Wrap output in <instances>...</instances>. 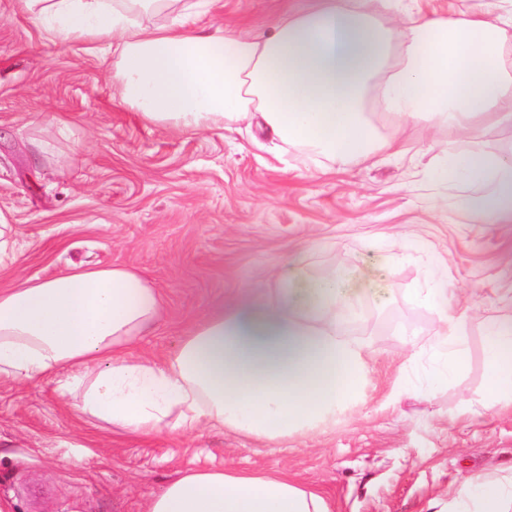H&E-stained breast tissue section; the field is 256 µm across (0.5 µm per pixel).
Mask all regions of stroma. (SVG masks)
Instances as JSON below:
<instances>
[{
	"mask_svg": "<svg viewBox=\"0 0 512 512\" xmlns=\"http://www.w3.org/2000/svg\"><path fill=\"white\" fill-rule=\"evenodd\" d=\"M307 0H217L207 23L268 31ZM444 130L408 124L401 153L320 171L258 123L178 131L144 123L113 94L112 56L42 39L16 0H0V213L17 231L0 289L75 266L125 265L149 277L163 321L135 352L172 353L213 309L262 304L260 283L302 262L306 292L343 268L368 339L363 405L334 425L265 444L214 428L152 438L117 433L74 408L54 377L0 379V512H144L200 467L285 472L331 512H446L464 478L512 470V412L471 418L484 336L466 325L470 366L431 401L395 396L410 356L438 329L408 300L440 269L456 308L512 299V221L476 222L428 176Z\"/></svg>",
	"mask_w": 512,
	"mask_h": 512,
	"instance_id": "35a3bbf8",
	"label": "stroma"
}]
</instances>
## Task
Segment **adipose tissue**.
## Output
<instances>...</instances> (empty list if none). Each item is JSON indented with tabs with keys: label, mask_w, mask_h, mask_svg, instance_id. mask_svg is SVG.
Wrapping results in <instances>:
<instances>
[{
	"label": "adipose tissue",
	"mask_w": 512,
	"mask_h": 512,
	"mask_svg": "<svg viewBox=\"0 0 512 512\" xmlns=\"http://www.w3.org/2000/svg\"><path fill=\"white\" fill-rule=\"evenodd\" d=\"M215 0H18L44 39L112 45L121 101L150 125L196 131L262 115L273 136L320 166L346 168L397 155L407 122L477 133L512 123V0L496 11L419 16L400 23L397 0H314L269 31L242 36L198 19ZM464 187L458 209L479 219L512 216V156L480 146L447 149L431 166ZM298 267L284 269L258 306L217 309L176 351L133 353L161 317L162 298L125 266H79L0 289V378L54 377L78 411L113 431L145 438L201 425L273 443L335 422L363 399L371 365L364 342L346 337L358 310L344 271L328 273L302 300ZM439 329L426 352L400 335L420 372L396 394L431 397L468 366L466 316L445 286L413 288ZM487 381L480 413L512 410V307L483 321ZM145 512H331L320 494L287 475L200 468L172 480ZM448 512H512V476L458 488Z\"/></svg>",
	"instance_id": "ef3b65f1"
}]
</instances>
